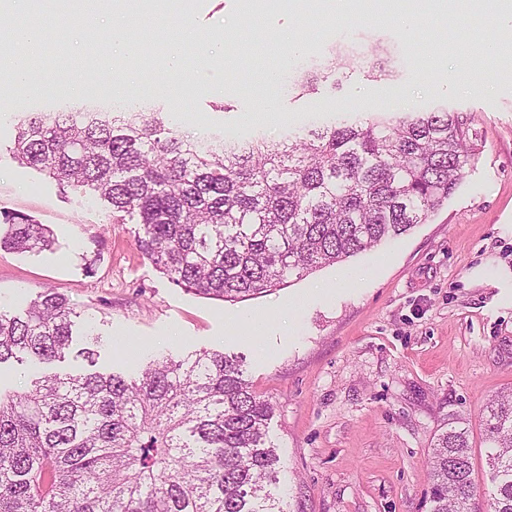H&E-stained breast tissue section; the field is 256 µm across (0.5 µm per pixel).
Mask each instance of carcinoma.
<instances>
[{
	"mask_svg": "<svg viewBox=\"0 0 512 512\" xmlns=\"http://www.w3.org/2000/svg\"><path fill=\"white\" fill-rule=\"evenodd\" d=\"M336 49L295 83L341 85ZM63 63L56 45L35 48ZM477 151L453 112H366L294 140L181 138L160 112L20 121L14 157L58 184L85 188L138 226L141 253L175 284L236 301L266 293L427 222ZM53 243L23 214L0 222V249ZM75 308L46 291L22 316L0 311V364L65 357ZM490 512H512V391L487 406ZM273 405L219 351L148 363L134 380L78 371L0 391V512H284L268 486L280 457ZM474 448L450 426L428 455L430 512H473Z\"/></svg>",
	"mask_w": 512,
	"mask_h": 512,
	"instance_id": "1",
	"label": "carcinoma"
}]
</instances>
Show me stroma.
I'll list each match as a JSON object with an SVG mask.
<instances>
[{
  "instance_id": "stroma-1",
  "label": "stroma",
  "mask_w": 512,
  "mask_h": 512,
  "mask_svg": "<svg viewBox=\"0 0 512 512\" xmlns=\"http://www.w3.org/2000/svg\"><path fill=\"white\" fill-rule=\"evenodd\" d=\"M34 13L54 17L52 41L82 67L56 72L59 90L50 97L0 89V99L19 105L0 122V215H30L54 237L52 249L38 254L0 250V309L20 313L38 294L57 292L78 312L80 335L64 360L0 364V390H22L40 372L86 369L78 351L88 346L99 370L129 378L159 356L220 351L240 360L252 389L275 405L269 432L281 472L274 494L285 512H428L427 454L436 435L460 420L483 450L486 407L512 389V64L484 49L500 39L496 26H470L454 40L432 29L414 41L398 19L375 27L334 0L302 15L281 5L249 14L242 0H184L178 10L165 4L158 31L140 10L124 9L122 22L145 46L160 32L184 31L191 59L213 77L180 102L137 93L136 111L174 117L183 136L241 146L360 116L363 104L348 89L326 82L314 95L293 90L321 58L306 48L284 60V38L310 40L328 14L337 20L327 23L326 42L360 39L368 61L391 73L381 82L353 79L374 110L445 109L477 133L474 160L428 223L284 287L224 302L174 285L142 256L134 225L117 223L109 205L13 158L24 117L115 115L124 106L118 97L73 92L101 75L90 60L112 49L108 20L80 0H26L7 17L16 24ZM461 39L470 44L463 58ZM268 69L280 75L273 97L253 88ZM452 70L460 73L454 90ZM345 272L352 286L337 287Z\"/></svg>"
}]
</instances>
